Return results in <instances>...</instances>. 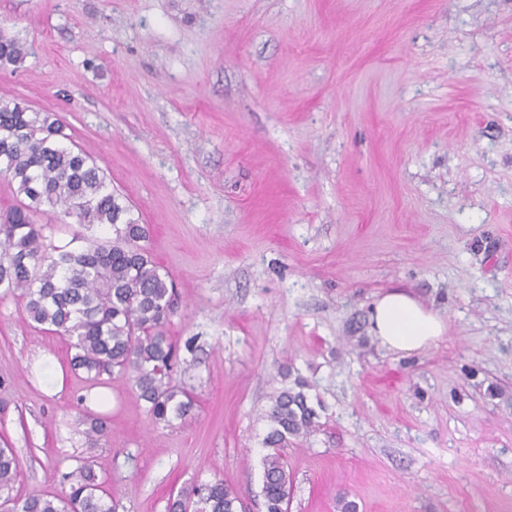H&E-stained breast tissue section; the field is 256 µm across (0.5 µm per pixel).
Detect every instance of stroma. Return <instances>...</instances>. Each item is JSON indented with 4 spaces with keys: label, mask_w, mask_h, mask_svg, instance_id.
<instances>
[{
    "label": "stroma",
    "mask_w": 512,
    "mask_h": 512,
    "mask_svg": "<svg viewBox=\"0 0 512 512\" xmlns=\"http://www.w3.org/2000/svg\"><path fill=\"white\" fill-rule=\"evenodd\" d=\"M0 33L29 50L0 94L56 113L148 225L196 400L154 422L0 297L15 496L86 464L119 512L216 477L264 512L288 366L320 424L287 449L288 512H512V0H0ZM396 289L447 323L426 351L370 333Z\"/></svg>",
    "instance_id": "1"
}]
</instances>
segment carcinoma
Masks as SVG:
<instances>
[{"label": "carcinoma", "mask_w": 512, "mask_h": 512, "mask_svg": "<svg viewBox=\"0 0 512 512\" xmlns=\"http://www.w3.org/2000/svg\"><path fill=\"white\" fill-rule=\"evenodd\" d=\"M23 59V47L0 38V63ZM64 124L0 95V179L15 186L19 203L0 216V293H20L29 321L65 337L71 365L90 381L121 377L132 384L156 422L191 415L194 398L171 377L177 349L165 333L173 313L174 282L147 247L148 226L127 199L112 191L102 169L69 147ZM107 226L112 236L86 238L79 228ZM72 231L78 249L46 244L48 234ZM296 378L280 388L265 414L262 494L266 512H288L293 485L286 449L320 427ZM20 474L11 448H0V512H118L86 466L66 474L69 493L17 499ZM168 512H242L224 480L193 485L169 500Z\"/></svg>", "instance_id": "cac0c4a2"}]
</instances>
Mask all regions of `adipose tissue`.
<instances>
[{
  "label": "adipose tissue",
  "mask_w": 512,
  "mask_h": 512,
  "mask_svg": "<svg viewBox=\"0 0 512 512\" xmlns=\"http://www.w3.org/2000/svg\"><path fill=\"white\" fill-rule=\"evenodd\" d=\"M370 331L388 350L411 355L429 348L445 331V321L411 294L394 290L378 296L369 314Z\"/></svg>",
  "instance_id": "1"
}]
</instances>
